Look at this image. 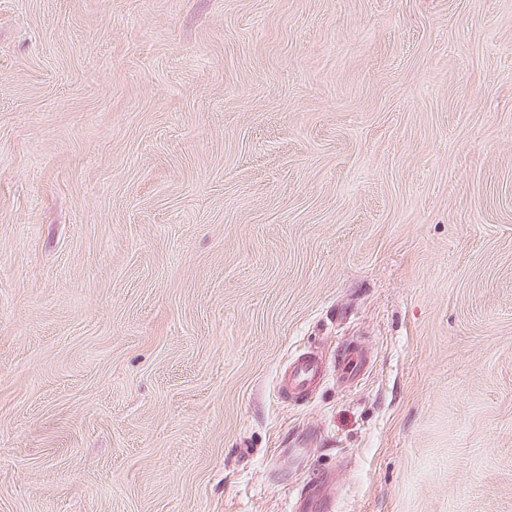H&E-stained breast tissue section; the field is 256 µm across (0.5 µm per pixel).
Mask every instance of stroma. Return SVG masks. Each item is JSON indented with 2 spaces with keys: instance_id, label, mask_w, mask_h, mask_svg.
<instances>
[{
  "instance_id": "1",
  "label": "stroma",
  "mask_w": 512,
  "mask_h": 512,
  "mask_svg": "<svg viewBox=\"0 0 512 512\" xmlns=\"http://www.w3.org/2000/svg\"><path fill=\"white\" fill-rule=\"evenodd\" d=\"M316 486L512 512V0H0V512ZM368 364L365 352L358 347H349L341 354L337 363V372L343 382L355 380ZM322 374V360L313 353H302L289 364L287 379L279 382V393L281 397L302 398L313 390Z\"/></svg>"
}]
</instances>
